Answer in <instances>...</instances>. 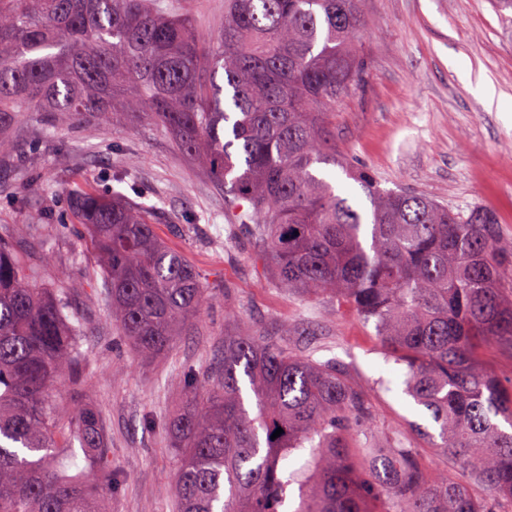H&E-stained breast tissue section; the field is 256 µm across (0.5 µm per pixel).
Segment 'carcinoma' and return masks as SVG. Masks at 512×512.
<instances>
[{"mask_svg": "<svg viewBox=\"0 0 512 512\" xmlns=\"http://www.w3.org/2000/svg\"><path fill=\"white\" fill-rule=\"evenodd\" d=\"M364 26L361 0H224V26L205 38L159 0H0V160L26 112L114 126L148 117L224 188L229 228L276 287L375 321L451 463L429 479L416 449L373 440L368 394L336 363L227 332L223 365L182 374L181 408L165 421L177 512H283L294 488L292 512H512V387L475 356L482 341L512 349V247L491 209L382 188L336 154L327 116L360 76ZM316 164L340 166L369 207ZM68 206L112 320L143 356L167 352L210 292L157 234L158 207L77 190ZM83 327L64 291L30 281L0 237V512H110L112 484L89 473L105 463L108 427L87 405L61 434L53 395L84 359ZM74 445L83 465L69 470L59 454Z\"/></svg>", "mask_w": 512, "mask_h": 512, "instance_id": "cac0c4a2", "label": "carcinoma"}]
</instances>
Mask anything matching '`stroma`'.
<instances>
[{
  "label": "stroma",
  "instance_id": "35a3bbf8",
  "mask_svg": "<svg viewBox=\"0 0 512 512\" xmlns=\"http://www.w3.org/2000/svg\"><path fill=\"white\" fill-rule=\"evenodd\" d=\"M208 35L224 20V0H166ZM360 44L365 74L330 117L337 153L381 187L428 195L460 212L494 210L512 244V22L492 0H363ZM493 102L475 93L477 82ZM16 156L0 167V236L41 266L84 316L85 354L60 395L96 406L109 426L111 512H176V458L163 420L182 394L178 373L211 370L224 356L225 331L256 329L298 354L333 358L368 392L371 434L401 435L434 477L447 458L422 435L433 422L405 392V368L383 353L373 323L324 297L275 288L246 243L225 229L224 190L185 161L168 135L145 119L119 128L34 113L13 132ZM130 167L126 199L159 204L157 233L206 277L209 303L159 358L132 351L112 322L109 302L88 273L95 257L68 220L75 188L108 194L104 173ZM53 188L59 223L49 251L30 227L35 203Z\"/></svg>",
  "mask_w": 512,
  "mask_h": 512
}]
</instances>
